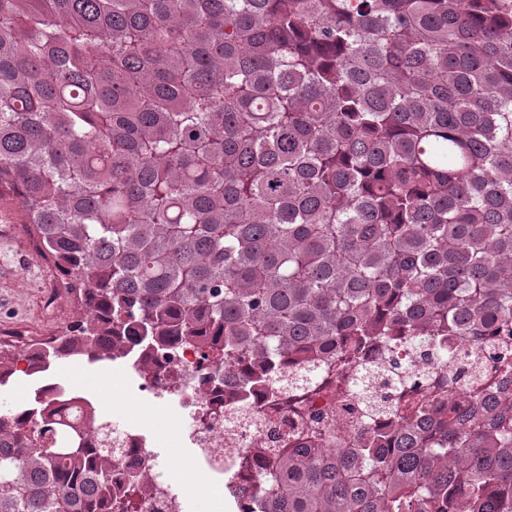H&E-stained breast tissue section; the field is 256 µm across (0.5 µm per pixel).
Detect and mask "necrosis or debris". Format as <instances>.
<instances>
[{
	"label": "necrosis or debris",
	"instance_id": "4bbe7bcc",
	"mask_svg": "<svg viewBox=\"0 0 512 512\" xmlns=\"http://www.w3.org/2000/svg\"><path fill=\"white\" fill-rule=\"evenodd\" d=\"M508 336H488L483 342L459 341L464 355L448 365L451 372L460 368L486 373L478 387L489 396L498 375L488 357L490 347L511 345ZM200 352L191 346H176L171 365L161 367L158 381L149 386L152 399L177 407L192 415V427L181 429V443L199 449L198 460L173 457L170 469L193 479L197 491L212 495L224 479V461L247 448H281L297 437L301 422L314 416H334L339 430L349 429L358 417L353 408L336 403L335 392L318 382L284 394L270 387L252 392L247 400L225 399L222 391L207 385Z\"/></svg>",
	"mask_w": 512,
	"mask_h": 512
}]
</instances>
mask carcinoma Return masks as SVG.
I'll return each mask as SVG.
<instances>
[{
    "label": "carcinoma",
    "instance_id": "obj_1",
    "mask_svg": "<svg viewBox=\"0 0 512 512\" xmlns=\"http://www.w3.org/2000/svg\"><path fill=\"white\" fill-rule=\"evenodd\" d=\"M87 309L0 350V386L52 358L179 343L243 368L242 396L317 370L363 422L265 448L246 512H512V400L418 410L414 339L512 326V0H0V187ZM387 348L392 369L364 363ZM492 359L512 374V352ZM380 377L392 392L375 394ZM0 412V512H112V430L82 399ZM391 420L386 432L371 417ZM124 477L127 497L152 486Z\"/></svg>",
    "mask_w": 512,
    "mask_h": 512
}]
</instances>
